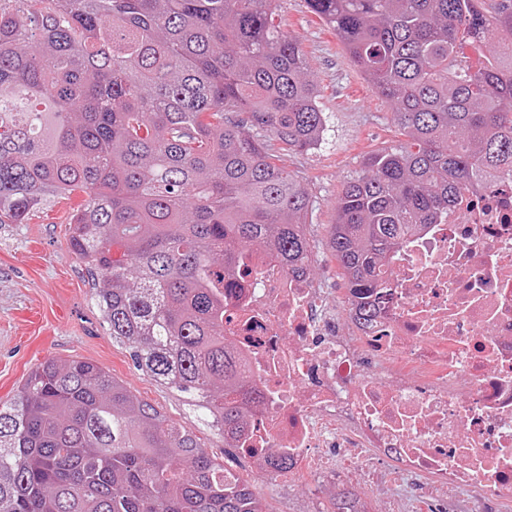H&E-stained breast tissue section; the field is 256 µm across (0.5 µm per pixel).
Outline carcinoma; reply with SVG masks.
<instances>
[{"label":"carcinoma","instance_id":"cac0c4a2","mask_svg":"<svg viewBox=\"0 0 512 512\" xmlns=\"http://www.w3.org/2000/svg\"><path fill=\"white\" fill-rule=\"evenodd\" d=\"M279 2L0 0V224L81 196L69 250L105 282L112 339L186 419L48 358L0 404V512H267L207 451L257 401L224 341L241 251L298 272L323 247L363 294L410 230L512 176V0H306L408 137L366 158L314 240L308 190L262 143L309 151L326 129Z\"/></svg>","mask_w":512,"mask_h":512}]
</instances>
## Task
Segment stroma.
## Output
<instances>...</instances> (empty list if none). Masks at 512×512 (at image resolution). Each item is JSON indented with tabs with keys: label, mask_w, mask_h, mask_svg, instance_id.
<instances>
[{
	"label": "stroma",
	"mask_w": 512,
	"mask_h": 512,
	"mask_svg": "<svg viewBox=\"0 0 512 512\" xmlns=\"http://www.w3.org/2000/svg\"><path fill=\"white\" fill-rule=\"evenodd\" d=\"M282 30L296 39L320 90L327 118L321 145L291 151L269 136L267 152L297 176L315 202L308 220L315 235L336 221V198L369 154L402 140L392 109L347 59L336 34L305 0H281ZM71 203L58 200L34 211L27 223L0 224V402H8L28 373L46 358L88 359L118 378L167 417L183 420L179 401L133 364L126 346L112 340L96 305L100 277L68 249ZM269 512H299L309 489L300 480L258 482Z\"/></svg>",
	"instance_id": "35a3bbf8"
}]
</instances>
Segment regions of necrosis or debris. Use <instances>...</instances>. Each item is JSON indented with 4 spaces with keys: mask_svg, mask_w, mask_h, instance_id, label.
<instances>
[{
    "mask_svg": "<svg viewBox=\"0 0 512 512\" xmlns=\"http://www.w3.org/2000/svg\"><path fill=\"white\" fill-rule=\"evenodd\" d=\"M224 338L262 393L236 445L256 471L336 484L342 462L402 487L418 512L473 493L512 500V177L471 188L386 259L345 321L308 271L246 250ZM373 308L358 318L359 306Z\"/></svg>",
    "mask_w": 512,
    "mask_h": 512,
    "instance_id": "4bbe7bcc",
    "label": "necrosis or debris"
}]
</instances>
